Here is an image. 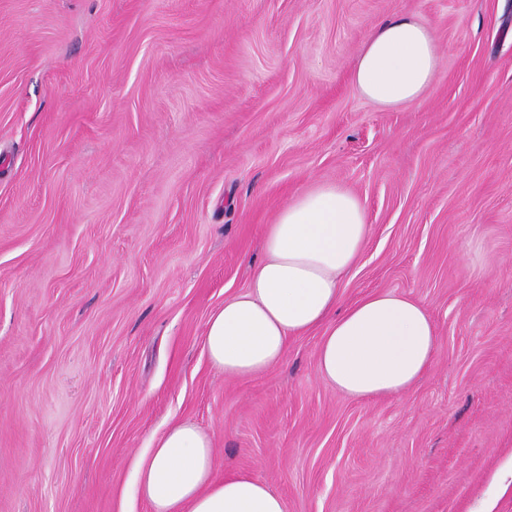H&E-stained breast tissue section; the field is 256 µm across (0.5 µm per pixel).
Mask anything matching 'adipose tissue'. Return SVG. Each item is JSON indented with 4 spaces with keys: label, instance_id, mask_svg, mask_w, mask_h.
Here are the masks:
<instances>
[{
    "label": "adipose tissue",
    "instance_id": "obj_1",
    "mask_svg": "<svg viewBox=\"0 0 512 512\" xmlns=\"http://www.w3.org/2000/svg\"><path fill=\"white\" fill-rule=\"evenodd\" d=\"M438 68L429 26L399 16L375 26L357 57L353 87L383 107L418 102ZM370 235L359 199L319 182L283 207L263 237L264 257L242 293L224 301L205 329V350L225 376L251 378L278 365L288 340L322 329V380L354 399L396 397L427 371L436 327L422 303L376 291L338 310L341 285ZM210 437L178 424L154 437L136 470L153 512H285L281 496L247 475L213 477Z\"/></svg>",
    "mask_w": 512,
    "mask_h": 512
}]
</instances>
